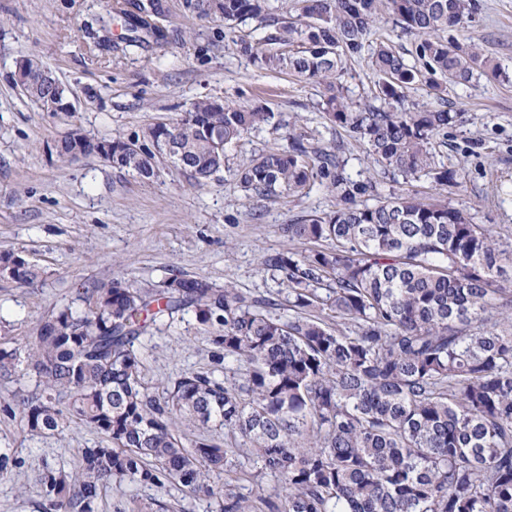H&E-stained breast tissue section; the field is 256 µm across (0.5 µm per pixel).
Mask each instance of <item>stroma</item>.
I'll list each match as a JSON object with an SVG mask.
<instances>
[{
  "label": "stroma",
  "instance_id": "stroma-1",
  "mask_svg": "<svg viewBox=\"0 0 512 512\" xmlns=\"http://www.w3.org/2000/svg\"><path fill=\"white\" fill-rule=\"evenodd\" d=\"M109 2L0 0V253H21L41 270L30 284L0 278V350H23L48 316L85 310L92 288L113 280L158 289L181 273L287 303L279 273L261 260L287 248L281 225L329 212L336 199L321 183L304 194L249 197L236 174L259 154L286 148L292 134L314 151L339 149L346 174L376 182L380 196L413 191L512 237V0H480V12L456 33L498 64L500 78L474 75L441 98L423 84L408 92L409 102L461 115L446 142L435 145L437 160L460 175L452 195L427 178L407 183L382 173L363 142L325 121L317 83L259 70L239 54L235 40L266 36L256 21L228 30L223 21L186 14L183 0H167L159 20L166 41L134 48L123 41L122 20L109 18ZM24 57L41 60L68 87L75 113L41 111L22 95L12 75ZM341 83L350 101H372L367 57L347 60ZM205 95L258 102L274 114L229 149L223 172L206 185L163 158L144 179L97 156L66 162L54 151L73 125L95 138L128 140L174 121ZM220 333L190 309L151 327L135 344L149 393L166 397L189 372L238 380L237 363L214 342ZM36 389L32 371L0 369V448L12 451L0 473V512H46L38 482L45 467L76 468L80 449L104 441L77 421L61 437L28 434L11 406ZM151 499L164 512H220L214 499L129 483L113 486L99 512H138Z\"/></svg>",
  "mask_w": 512,
  "mask_h": 512
}]
</instances>
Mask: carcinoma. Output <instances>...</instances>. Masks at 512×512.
Returning <instances> with one entry per match:
<instances>
[{"label": "carcinoma", "mask_w": 512, "mask_h": 512, "mask_svg": "<svg viewBox=\"0 0 512 512\" xmlns=\"http://www.w3.org/2000/svg\"><path fill=\"white\" fill-rule=\"evenodd\" d=\"M116 0L131 44L165 39L153 19L164 0ZM191 15L272 26L265 43L240 40L239 53L271 73L324 86L331 124L353 132L383 170L422 176L454 193L459 175L436 161L460 113L406 104L417 83L443 93L475 72L498 66L452 32L481 10L480 0H304L298 18L279 16L270 0H183ZM389 18L414 39L422 66L388 44L370 48L374 102L353 108L340 88L342 62L365 51L366 37ZM25 97L44 112L69 99L43 63L20 59ZM273 114L259 104L200 97L172 123L147 127L145 150L112 140L108 163L143 178L155 175L153 147H174L172 164L199 185L224 170L227 149ZM59 157L92 155L74 127L55 145ZM243 191L270 198L326 182L334 210L280 230L301 251L266 255L281 275L291 314L276 303L174 275L162 289L114 280L92 291L80 312L47 318L27 349L39 392L18 401L33 436H61L77 419L107 444L81 449L74 470L48 468L41 485L53 512H98L112 483L169 484L221 500V512H512V242L495 238L449 203L412 194L376 202L375 183L354 180L335 152L309 150L304 138L262 154L237 174ZM191 308L238 362L242 382L194 372L168 396L150 395L135 343L148 329ZM68 412L59 408L61 396ZM224 429V444L201 437L186 447L176 420ZM274 476L281 493L251 500L238 485V444Z\"/></svg>", "instance_id": "cac0c4a2"}]
</instances>
